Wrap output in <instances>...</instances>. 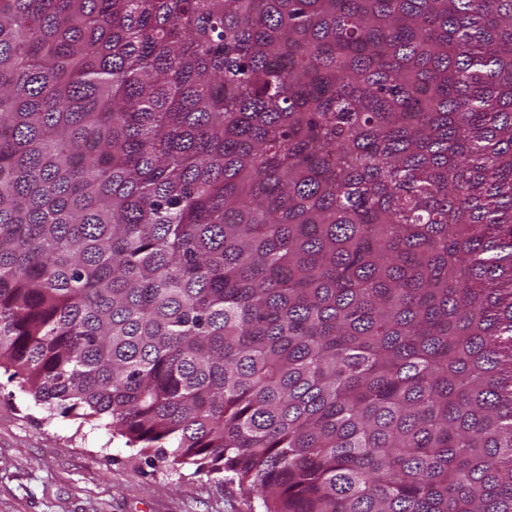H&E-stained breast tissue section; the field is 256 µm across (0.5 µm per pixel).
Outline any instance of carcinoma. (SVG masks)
I'll list each match as a JSON object with an SVG mask.
<instances>
[{
    "label": "carcinoma",
    "mask_w": 512,
    "mask_h": 512,
    "mask_svg": "<svg viewBox=\"0 0 512 512\" xmlns=\"http://www.w3.org/2000/svg\"><path fill=\"white\" fill-rule=\"evenodd\" d=\"M0 369L263 512H512V0H0Z\"/></svg>",
    "instance_id": "1"
}]
</instances>
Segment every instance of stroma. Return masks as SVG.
I'll return each mask as SVG.
<instances>
[{"instance_id":"obj_1","label":"stroma","mask_w":512,"mask_h":512,"mask_svg":"<svg viewBox=\"0 0 512 512\" xmlns=\"http://www.w3.org/2000/svg\"><path fill=\"white\" fill-rule=\"evenodd\" d=\"M0 512H261L226 475L175 473L97 423L46 419L0 373Z\"/></svg>"}]
</instances>
